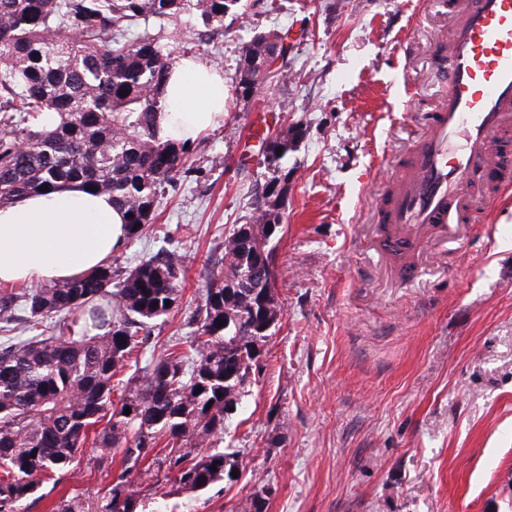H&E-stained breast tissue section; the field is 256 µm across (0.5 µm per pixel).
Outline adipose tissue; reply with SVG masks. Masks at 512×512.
I'll list each match as a JSON object with an SVG mask.
<instances>
[{
	"label": "adipose tissue",
	"instance_id": "obj_1",
	"mask_svg": "<svg viewBox=\"0 0 512 512\" xmlns=\"http://www.w3.org/2000/svg\"><path fill=\"white\" fill-rule=\"evenodd\" d=\"M157 115L162 137L194 141L224 116V78L175 56ZM127 239L122 211L106 194L78 185L28 195L0 208V284H58L109 261Z\"/></svg>",
	"mask_w": 512,
	"mask_h": 512
}]
</instances>
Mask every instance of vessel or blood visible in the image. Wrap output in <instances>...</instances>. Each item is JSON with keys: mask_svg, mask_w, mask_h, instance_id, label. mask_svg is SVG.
<instances>
[{"mask_svg": "<svg viewBox=\"0 0 512 512\" xmlns=\"http://www.w3.org/2000/svg\"><path fill=\"white\" fill-rule=\"evenodd\" d=\"M447 71L438 112L377 209L390 229L384 245L396 254L416 249L432 228L454 236L478 175L512 181L495 143L512 124V0H468L448 45Z\"/></svg>", "mask_w": 512, "mask_h": 512, "instance_id": "1", "label": "vessel or blood"}]
</instances>
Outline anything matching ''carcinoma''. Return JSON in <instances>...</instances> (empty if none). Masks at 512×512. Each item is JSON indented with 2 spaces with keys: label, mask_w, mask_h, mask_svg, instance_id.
I'll return each instance as SVG.
<instances>
[{
  "label": "carcinoma",
  "mask_w": 512,
  "mask_h": 512,
  "mask_svg": "<svg viewBox=\"0 0 512 512\" xmlns=\"http://www.w3.org/2000/svg\"><path fill=\"white\" fill-rule=\"evenodd\" d=\"M241 2L0 0V207L78 183L111 195L131 215L128 238L139 237L164 185L189 162L186 143L162 140L157 128L172 62L168 25L192 15L202 42L226 18L244 15ZM278 37L260 33L242 47L231 76L235 98L257 93ZM50 113L58 117L53 125L45 121ZM305 134L301 124L278 134L282 153L265 164L251 213L224 241L220 267L192 313L189 351L145 369L118 403L112 379L180 301L181 254L162 251L129 271L109 263L61 285L0 294V322L19 308L32 332L0 343V512H20L43 479L69 471L91 430L98 469L111 473L119 452L120 473L100 498L62 497L55 512H146L129 493L130 476L144 465L187 495L229 478L237 452L209 444L224 434L266 328L281 314L260 262L272 253L266 225L283 223L288 154ZM248 266L254 272L245 278ZM53 316L63 324L47 336L43 323ZM162 439L165 454L156 451ZM192 439L199 450H183Z\"/></svg>",
  "instance_id": "1"
}]
</instances>
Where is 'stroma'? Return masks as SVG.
<instances>
[{
	"label": "stroma",
	"instance_id": "35a3bbf8",
	"mask_svg": "<svg viewBox=\"0 0 512 512\" xmlns=\"http://www.w3.org/2000/svg\"><path fill=\"white\" fill-rule=\"evenodd\" d=\"M196 57L231 75L239 50L275 30L293 47L284 80L246 101L224 91V119L190 147L152 224L118 253L133 269L183 256L181 300L156 321L139 364L189 335L224 240L264 179L243 162L256 113L271 131L303 123L290 154L283 230L271 242L282 314L260 373L226 422L239 477L200 495L196 512H512V184L457 242L429 239L412 274L381 249L375 206L412 138L444 96L448 42L466 0H243ZM85 444L70 472L42 483L25 512H53L110 478Z\"/></svg>",
	"mask_w": 512,
	"mask_h": 512
}]
</instances>
